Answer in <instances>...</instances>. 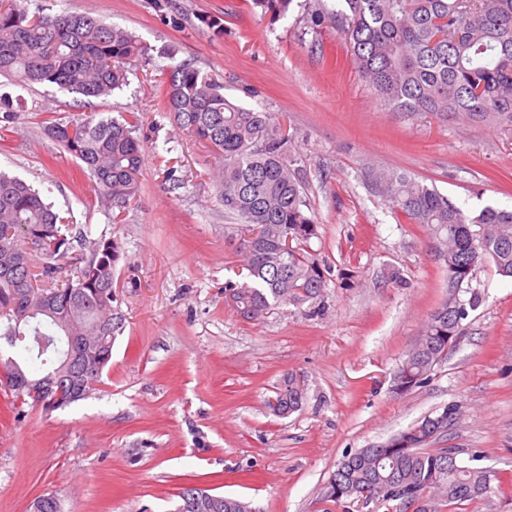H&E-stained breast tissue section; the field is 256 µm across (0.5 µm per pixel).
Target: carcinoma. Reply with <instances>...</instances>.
<instances>
[{
  "label": "carcinoma",
  "instance_id": "obj_1",
  "mask_svg": "<svg viewBox=\"0 0 512 512\" xmlns=\"http://www.w3.org/2000/svg\"><path fill=\"white\" fill-rule=\"evenodd\" d=\"M307 27L329 22L351 48L357 72L392 112L465 117L499 128L512 127V0H305ZM147 54L128 30L90 13L28 14L14 0H0V75L21 85L49 83L86 98H101L128 85L127 64ZM165 110L179 128L207 142L220 168L212 173L224 214L239 237L247 281L224 290L236 310L257 321L281 304L327 307V269L311 253L320 236L301 176L303 158L280 121L224 95V85L190 63L158 67ZM14 115L11 97L0 95V134ZM139 118L52 122L46 134L87 169L102 202L125 209L139 191L143 167ZM366 177L437 242L448 274V297L427 319L417 342L395 375L396 389L409 392L427 383L434 367L463 335V321L479 302L469 290L477 266L490 260L497 274L512 278V210L485 206L466 212L434 188L389 168H370ZM69 221L45 202L38 189L0 171V345L23 357L16 375L0 356L3 382L17 400L31 397L35 382L62 363L57 349L29 350V337L54 336L68 327L77 336L76 360L50 390L33 401L61 395L65 408L85 399L100 381L99 358L111 360L122 319L112 312V275L122 248L116 239L90 242L88 257L69 256ZM470 291L465 310L454 291ZM29 311L23 321L17 314ZM306 400L305 385L286 373L266 400L286 417ZM458 420L456 404L391 437L379 448H362L336 465L326 496L339 504L388 503L402 493L407 512H443L466 502L507 495L512 478L496 476L458 459L454 448H434L447 437L437 424ZM177 512H253L241 498L205 489H183Z\"/></svg>",
  "mask_w": 512,
  "mask_h": 512
}]
</instances>
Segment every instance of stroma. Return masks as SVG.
<instances>
[{"label":"stroma","instance_id":"obj_1","mask_svg":"<svg viewBox=\"0 0 512 512\" xmlns=\"http://www.w3.org/2000/svg\"><path fill=\"white\" fill-rule=\"evenodd\" d=\"M17 3L97 15L148 56L130 62L129 86L92 100L0 76V94L22 103L0 141V170L38 188L85 241L115 238L123 249L112 282L123 329L91 395L48 411L0 387V512H30L44 494L62 512H175L190 486L254 512H371L326 498L337 462L451 403L464 417L448 447L512 476V281L480 264L471 287L481 302L459 344L425 386L397 393L405 352L448 295L447 272L428 228L365 176L371 165L395 168L465 211L510 210L512 129L388 111L339 34L304 33L297 0L284 13L253 0ZM184 61L223 82L226 96L253 88L247 106L274 113L304 155L320 224L310 247L329 268L324 315L288 304L249 322L226 298L225 282L242 274L208 177L215 158L164 111L154 71ZM128 112L141 120L144 165L135 201L116 215L44 127ZM393 267L406 287L388 284ZM288 372L306 402L278 418L264 401Z\"/></svg>","mask_w":512,"mask_h":512}]
</instances>
